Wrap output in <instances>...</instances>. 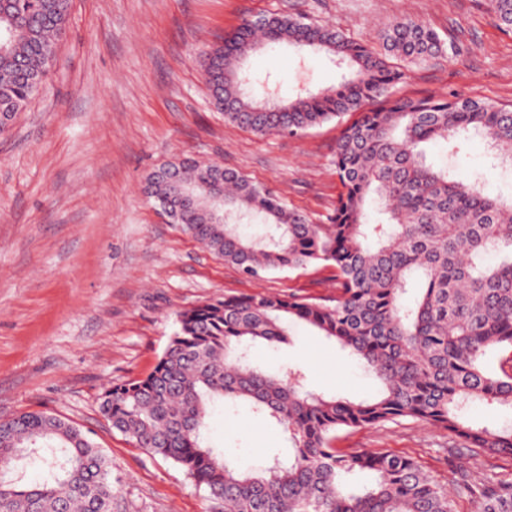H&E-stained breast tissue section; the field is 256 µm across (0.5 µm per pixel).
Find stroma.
I'll use <instances>...</instances> for the list:
<instances>
[{
  "label": "stroma",
  "mask_w": 512,
  "mask_h": 512,
  "mask_svg": "<svg viewBox=\"0 0 512 512\" xmlns=\"http://www.w3.org/2000/svg\"><path fill=\"white\" fill-rule=\"evenodd\" d=\"M270 14L332 25L375 50L390 21L423 20L453 50L402 63L394 96L512 106V31L495 24L489 0H71L43 86L0 135V420L42 412L88 432L112 462V512H212L203 487L135 447L99 412L106 386L153 369L180 312L229 294L336 292L322 265L243 274L166 223L143 192L163 164L201 158L326 223L341 191L336 123L300 137L253 133L214 108L203 77L212 46L243 20ZM245 68L286 99L300 88L334 87L344 75L325 53L280 45L260 46ZM426 154L435 166L482 176L491 196L512 195V170L493 167L480 139L456 154L430 144ZM250 357L270 371L301 367L309 390L354 398L379 390L356 360L304 326ZM208 437L245 468L289 452L282 428L244 409H216ZM452 442L448 432L398 419L338 431L332 444L411 456L452 490Z\"/></svg>",
  "instance_id": "obj_1"
}]
</instances>
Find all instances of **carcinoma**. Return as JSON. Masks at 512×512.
Wrapping results in <instances>:
<instances>
[{"label": "carcinoma", "mask_w": 512, "mask_h": 512, "mask_svg": "<svg viewBox=\"0 0 512 512\" xmlns=\"http://www.w3.org/2000/svg\"><path fill=\"white\" fill-rule=\"evenodd\" d=\"M497 26L512 30V0H490ZM70 16V0H0V112L16 117L47 76ZM262 36L269 45L314 49L346 65L354 77L339 86L299 91L286 103L262 102L243 70ZM384 53L328 25L303 17L244 21L212 47L204 76L216 110L260 135H302L352 115L336 138L332 163L342 186L327 223L315 224L270 190L216 163L184 159L185 167L224 192L222 224L205 203L183 208L181 230L224 262L260 278L288 269H333L336 296L228 295L179 314L178 328L145 376L109 387L100 412L131 443L172 460L205 487L222 512H457L466 497L483 512H512V480L470 477L476 455L512 458V429L494 431L467 417L480 403L512 408V357L494 368L490 354L512 348V198L484 193L480 178L462 179L426 161L423 147L456 148L474 136L512 164V108L474 98L399 97L389 87L405 73L393 55L424 62L446 50L423 21L397 18L381 34ZM150 198L167 201V179L150 181ZM374 207L385 216L369 222ZM257 221L249 237L241 225ZM301 324L336 342L382 384L374 399L313 393L303 371L268 373L253 366L256 343L287 342ZM245 405L288 432V461L273 456L261 472L242 471L203 431L211 407ZM411 418L444 430L460 473L457 494L410 457L383 450L341 452L342 429ZM33 459L49 477L27 484L18 462ZM374 475L361 494L343 477ZM112 463L72 423L38 412L0 422V512H112Z\"/></svg>", "instance_id": "1"}]
</instances>
